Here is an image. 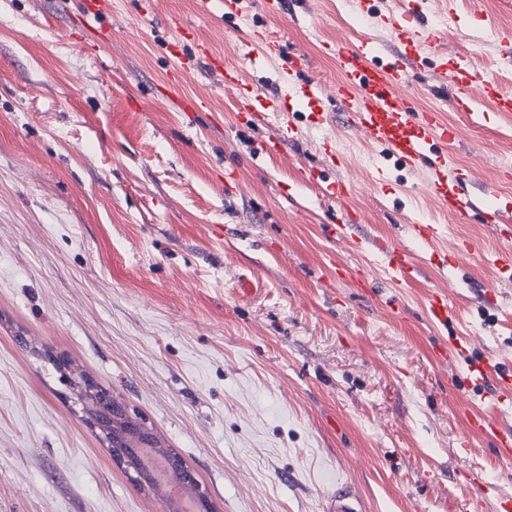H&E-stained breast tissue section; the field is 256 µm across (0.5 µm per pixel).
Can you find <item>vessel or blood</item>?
Here are the masks:
<instances>
[{
  "instance_id": "1",
  "label": "vessel or blood",
  "mask_w": 512,
  "mask_h": 512,
  "mask_svg": "<svg viewBox=\"0 0 512 512\" xmlns=\"http://www.w3.org/2000/svg\"><path fill=\"white\" fill-rule=\"evenodd\" d=\"M381 25L396 34L403 43L414 47L412 57H382L371 37L361 35L358 43L333 47L331 53L341 79L336 85V98L349 120L367 138L380 148L383 159L395 161L403 169L424 172L426 180L436 189L440 207L457 222H467L471 216H480L482 223L499 227L504 217L487 203L475 201L464 193V177L448 154V142L455 136L452 126L445 123L440 112L422 111L400 92L408 79L407 67L421 62L423 49H435L441 31L425 27L410 0L396 12L380 15ZM278 39L259 33L249 34L241 44L243 55L255 64L271 61L279 52ZM308 63L304 54L294 55L291 67L280 72V91L269 95L255 89L239 100L241 112L252 121L278 124L282 135L268 141L267 147L277 150L286 139L294 137L296 127L288 117L296 105L318 103L322 89L315 84L295 86L296 73ZM471 60L456 63L451 80L457 93L452 105L461 117H468L470 98L467 89L474 78ZM414 266L405 249L390 251L388 275L391 282L407 284L413 278ZM470 428L484 432L493 442L498 458L512 462V429L501 427L482 414L470 415Z\"/></svg>"
}]
</instances>
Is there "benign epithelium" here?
Here are the masks:
<instances>
[{"mask_svg": "<svg viewBox=\"0 0 512 512\" xmlns=\"http://www.w3.org/2000/svg\"><path fill=\"white\" fill-rule=\"evenodd\" d=\"M57 360L62 363L61 381L67 386L73 403L78 408V413L91 428L99 432L106 448L112 452L113 460L121 463L131 481L139 488H147L143 480L145 472L140 460L130 457L125 448L126 441L121 437L112 439L110 432L114 422H132L138 425L137 439L146 443L151 439V429L141 417L135 415L112 394V391L73 369L65 356L59 355ZM166 471L169 480L179 483L182 491L197 504L195 512H214L213 504L205 489L177 458L172 457L168 460Z\"/></svg>", "mask_w": 512, "mask_h": 512, "instance_id": "1", "label": "benign epithelium"}]
</instances>
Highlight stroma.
Returning a JSON list of instances; mask_svg holds the SVG:
<instances>
[{"mask_svg":"<svg viewBox=\"0 0 512 512\" xmlns=\"http://www.w3.org/2000/svg\"><path fill=\"white\" fill-rule=\"evenodd\" d=\"M83 0H0V512H164L137 488L75 411L42 351L65 355L136 410L207 488L217 512H325L342 493L353 512H502L512 468L469 433L467 412L512 427L469 365L512 372V279L491 262L501 243L460 224L422 174L383 163L336 99L323 43L372 35L401 55L354 0H260L239 13H199L196 0H110L83 21ZM423 25L456 21L434 64L411 70L404 95L457 128L448 152L468 188L512 212V117L483 102L486 82L512 93V0H417ZM190 25L183 39L172 18ZM280 38L283 58L241 62L243 82L275 94L290 55L321 84L329 118L296 111L299 133L276 154L263 124L243 123L237 92L200 56L232 58L251 31ZM473 55V116L450 110L447 73ZM176 96L162 93L176 66ZM141 103L130 110L128 97ZM341 156L323 162V145ZM386 166L381 186L378 166ZM315 170L314 184L298 169ZM344 181L358 215L330 237ZM445 225L421 244L409 219ZM480 242L467 253L464 240ZM419 265L392 285L385 251ZM371 273L369 288L328 264ZM457 316L433 323L431 293ZM468 449H459L462 438Z\"/></svg>","mask_w":512,"mask_h":512,"instance_id":"obj_1","label":"stroma"}]
</instances>
